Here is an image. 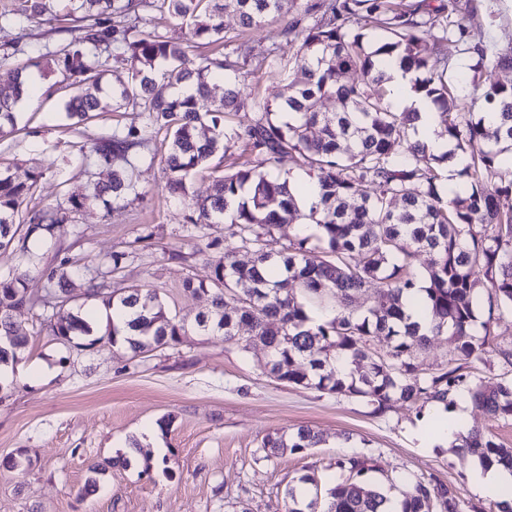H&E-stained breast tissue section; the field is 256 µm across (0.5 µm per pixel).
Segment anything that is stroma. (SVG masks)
I'll list each match as a JSON object with an SVG mask.
<instances>
[{"mask_svg": "<svg viewBox=\"0 0 512 512\" xmlns=\"http://www.w3.org/2000/svg\"><path fill=\"white\" fill-rule=\"evenodd\" d=\"M448 5L468 29L466 41L452 38L445 46L455 71L465 72L469 46L512 52V0ZM287 23L282 16L243 31L234 13L224 16L249 88L270 100L283 89L282 69L295 63L297 47L284 40L276 66L266 60L272 31ZM57 26L45 15L22 30L0 28V46L20 40L28 56H39L45 44L59 42ZM59 79L56 73L40 79L38 92L18 108L15 131L0 136V168L20 178L34 168L46 171L27 201L31 207L89 194L94 139L143 123L140 111L129 108L72 125L63 92L50 90ZM167 149L166 133L153 134L148 159L133 171L138 196L107 211L87 208L75 219L76 232L64 234L60 244L30 239L38 267L26 280L29 295H42V268L65 255L83 268L111 269L113 289H155L169 317L190 321L208 307L207 296L185 291L184 282L208 281L210 260L224 253L244 262L251 255L224 223L191 236L183 201L165 188ZM116 253L123 256L117 267ZM14 320L29 337L20 365L43 361L53 373L19 375L0 392V512H284V490L293 478L323 474L336 457L356 453L378 455L381 467L400 476L436 475L456 486L465 505L496 512L472 484L476 460L424 445L420 431L435 407L418 413L397 403L374 415L359 400L278 382L267 373L264 347L251 343L248 325L239 326L234 342L194 333L136 355L55 340L41 333L37 308L15 312ZM302 425L322 435L318 447L265 459L267 433L289 435ZM129 452V467L109 466V459ZM21 453L31 460L28 468L6 467V459ZM102 463L106 472L92 475V466Z\"/></svg>", "mask_w": 512, "mask_h": 512, "instance_id": "1", "label": "stroma"}]
</instances>
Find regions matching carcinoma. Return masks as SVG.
Returning a JSON list of instances; mask_svg holds the SVG:
<instances>
[{"instance_id": "cac0c4a2", "label": "carcinoma", "mask_w": 512, "mask_h": 512, "mask_svg": "<svg viewBox=\"0 0 512 512\" xmlns=\"http://www.w3.org/2000/svg\"><path fill=\"white\" fill-rule=\"evenodd\" d=\"M56 0H18L0 11V26L55 13ZM292 0H65L63 17L72 25L55 49L46 52L63 81L73 89L65 102L66 117L82 123L93 112L140 108V128L96 139L92 164L105 175L90 194L71 196L67 206L22 210L44 171L32 170L21 180L0 169V251H10L15 268L0 275V309L37 306L49 313L48 334L60 341L75 336L135 353L176 345L189 335L185 321L168 316L156 290L131 286L112 292V283L90 275L81 284L86 301L106 308L135 310L128 321L132 334L120 340L117 328L95 337L82 306L68 304L55 319L50 308L26 291L32 237L57 240L74 215L90 205L108 211L138 194L126 167L140 158L154 131L169 136L166 157L169 193L188 198L187 222L195 226L224 222L248 262L226 253L211 263L210 282L185 287L210 297V309L197 314L194 329L236 340L237 328L250 325L270 352L269 374L291 386L316 389L337 398H361L373 413L395 403L418 410L428 404L454 405L465 392L471 403L494 421H512V342L494 334V326L512 318V84L497 79L512 67V54L471 51L468 73L448 76L443 45L448 36L467 38L465 25L452 18L448 5L430 0H322L294 18L275 37L299 43L296 67L276 101L245 92L243 84L216 85L214 80L240 69L239 56L192 54L189 46L156 30L155 17L139 11L157 9L185 23L194 47L222 43L224 13L232 10L239 26L251 29L290 11ZM24 52L15 43L0 54V133L15 129V104L28 94L26 78L39 62L8 64ZM127 71V81L112 93L102 80L109 63ZM398 66L415 74V92L437 108L438 136L450 150L436 155L409 136L417 113L393 106L394 90L386 69ZM469 85L471 107L456 112L457 91ZM334 98L335 112L323 110ZM241 110L255 113L245 127L226 118ZM494 112L495 125L483 114ZM248 156L239 161L235 151ZM288 158L318 187L317 200L302 213L293 192L294 173L277 170ZM456 157L463 160L462 180L449 185L443 172ZM229 160L228 172L216 178L203 198L187 197L189 179L210 168L215 159ZM122 168L114 167L116 160ZM277 209H270L271 204ZM307 220L317 235H297L274 247L283 224ZM420 252L430 255L426 274L415 271ZM73 263L60 259L42 270L45 293L71 292ZM374 289L372 304L361 310L354 298ZM430 311L427 332L410 321L403 298L413 290ZM336 296L334 314L312 318L306 304ZM0 364L28 345L14 321L0 315ZM440 336L452 345L448 360L423 372L415 359ZM493 356L500 373L475 374V363ZM339 358L348 361L344 374ZM322 436L308 426L285 437L267 434L261 447L266 458L284 450L300 453L317 447ZM452 447L483 465L512 470V448L492 434L471 428L457 435ZM326 469L334 480L316 474L300 476L286 487L285 512H388L401 498V512H464L455 486L433 475L400 479L385 473L373 454L336 458Z\"/></svg>"}]
</instances>
